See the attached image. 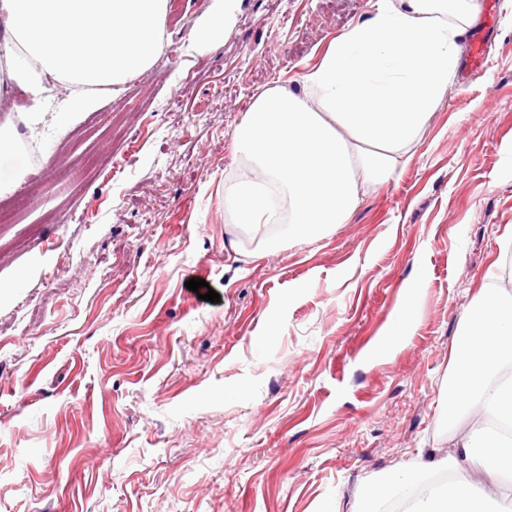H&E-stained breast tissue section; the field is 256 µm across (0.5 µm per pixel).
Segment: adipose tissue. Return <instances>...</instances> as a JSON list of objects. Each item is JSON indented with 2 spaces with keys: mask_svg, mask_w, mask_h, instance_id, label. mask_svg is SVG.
<instances>
[{
  "mask_svg": "<svg viewBox=\"0 0 512 512\" xmlns=\"http://www.w3.org/2000/svg\"><path fill=\"white\" fill-rule=\"evenodd\" d=\"M167 9L168 0H0L8 76L36 96L46 77L66 82L63 114L77 118L95 104L88 88L119 89L159 54ZM477 12V0H375L369 18L337 36L302 76V92L260 94L234 130L235 152L256 177L224 186L230 234L279 227L264 240L269 251L346 223L367 189L410 161ZM457 346L441 417L453 425L479 411L460 457L512 485V296L486 289L467 309ZM431 468L418 458L365 483L361 512H380L391 499L405 502V512H503L471 482L421 492Z\"/></svg>",
  "mask_w": 512,
  "mask_h": 512,
  "instance_id": "1",
  "label": "adipose tissue"
}]
</instances>
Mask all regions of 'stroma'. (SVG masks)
Masks as SVG:
<instances>
[{
    "mask_svg": "<svg viewBox=\"0 0 512 512\" xmlns=\"http://www.w3.org/2000/svg\"><path fill=\"white\" fill-rule=\"evenodd\" d=\"M411 162L328 235L230 247L236 125L300 89L370 0H169L166 48L57 128L65 100L0 73L26 201L0 224V512H357L365 482L447 457L465 311L512 226V0ZM47 112L37 139L33 108ZM205 280L221 300L186 288ZM215 12L195 31V38L206 45L223 41L226 20L235 8L236 0H215Z\"/></svg>",
    "mask_w": 512,
    "mask_h": 512,
    "instance_id": "35a3bbf8",
    "label": "stroma"
}]
</instances>
